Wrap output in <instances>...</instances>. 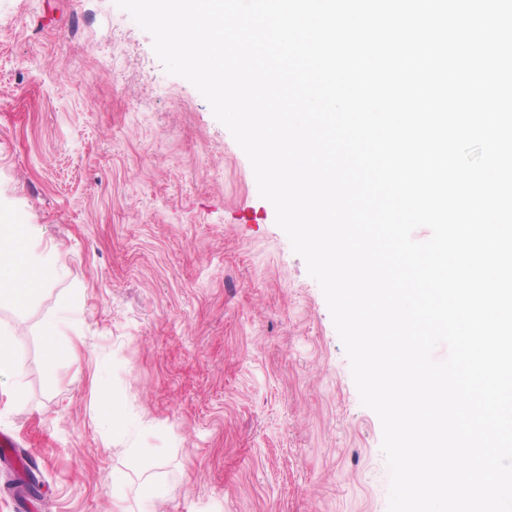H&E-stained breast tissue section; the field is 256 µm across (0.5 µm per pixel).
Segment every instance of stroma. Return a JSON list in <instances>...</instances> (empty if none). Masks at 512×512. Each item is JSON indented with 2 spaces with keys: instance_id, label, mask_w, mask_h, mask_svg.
I'll use <instances>...</instances> for the list:
<instances>
[{
  "instance_id": "35a3bbf8",
  "label": "stroma",
  "mask_w": 512,
  "mask_h": 512,
  "mask_svg": "<svg viewBox=\"0 0 512 512\" xmlns=\"http://www.w3.org/2000/svg\"><path fill=\"white\" fill-rule=\"evenodd\" d=\"M0 198L66 270L0 305V512H137L140 485L160 512H388L382 426L319 284L114 0H0ZM77 288V352L50 374L40 325ZM18 332L14 328L0 326V376L16 377L18 375L15 361V346Z\"/></svg>"
}]
</instances>
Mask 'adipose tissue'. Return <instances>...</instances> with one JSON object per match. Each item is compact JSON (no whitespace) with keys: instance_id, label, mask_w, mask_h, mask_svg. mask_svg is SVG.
<instances>
[{"instance_id":"1","label":"adipose tissue","mask_w":512,"mask_h":512,"mask_svg":"<svg viewBox=\"0 0 512 512\" xmlns=\"http://www.w3.org/2000/svg\"><path fill=\"white\" fill-rule=\"evenodd\" d=\"M41 241L40 226L30 223L26 215L0 214V299L25 307L41 288L62 275V268L53 262L49 252L42 250ZM77 306V301H70L41 324L47 370H54L73 353L71 344L62 342L61 337Z\"/></svg>"}]
</instances>
